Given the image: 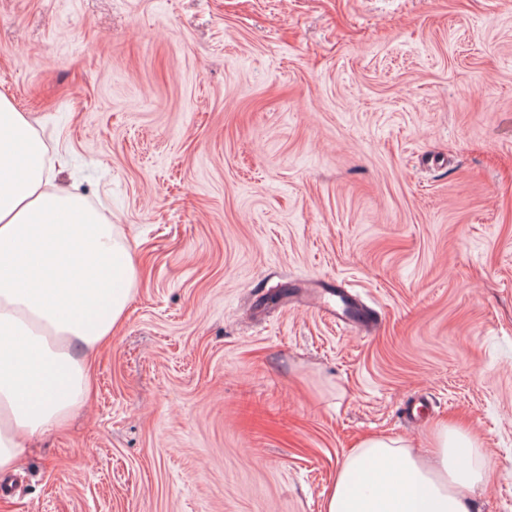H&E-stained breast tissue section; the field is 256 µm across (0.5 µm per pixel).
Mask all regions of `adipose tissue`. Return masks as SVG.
I'll list each match as a JSON object with an SVG mask.
<instances>
[{
	"label": "adipose tissue",
	"mask_w": 512,
	"mask_h": 512,
	"mask_svg": "<svg viewBox=\"0 0 512 512\" xmlns=\"http://www.w3.org/2000/svg\"><path fill=\"white\" fill-rule=\"evenodd\" d=\"M46 153L33 118L0 94V472L87 403L94 355L137 283L122 231L56 186L66 161ZM478 446L461 424L433 428L423 455L400 437H365L340 462L324 512H469L464 493L487 468Z\"/></svg>",
	"instance_id": "adipose-tissue-1"
}]
</instances>
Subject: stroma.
I'll return each instance as SVG.
<instances>
[{
  "mask_svg": "<svg viewBox=\"0 0 512 512\" xmlns=\"http://www.w3.org/2000/svg\"><path fill=\"white\" fill-rule=\"evenodd\" d=\"M0 93L138 267L0 512H323L358 439L452 422L512 512V0H0ZM326 294L332 295L330 293L315 292L311 297V301L313 302V304L315 306H317L319 309H323L327 314H329L333 319H335L336 324L345 325V324L353 321L351 319V316L359 318L360 314L357 312V310L353 306L348 305L343 308H339L337 306L334 307L331 304V302L326 299ZM350 309L356 311L357 315H355V316L351 315L349 313Z\"/></svg>",
  "mask_w": 512,
  "mask_h": 512,
  "instance_id": "1",
  "label": "stroma"
}]
</instances>
